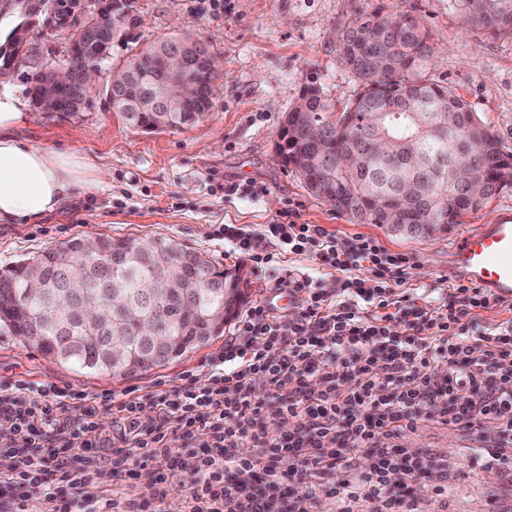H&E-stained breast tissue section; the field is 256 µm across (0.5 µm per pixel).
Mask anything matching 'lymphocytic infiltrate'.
Wrapping results in <instances>:
<instances>
[{
  "mask_svg": "<svg viewBox=\"0 0 512 512\" xmlns=\"http://www.w3.org/2000/svg\"><path fill=\"white\" fill-rule=\"evenodd\" d=\"M294 216L285 207L269 225L275 252L236 225L215 229L255 270L277 272L276 286L296 303L285 320L251 304L204 373L122 400L0 382V447L12 459L0 474V512H171L165 489L180 477L188 483L181 512H323L327 501L330 512H424L421 495L391 483L396 470L427 478L447 500V462L401 444L424 421L472 434L494 427L486 466L512 470V320L482 325L477 312L491 299L470 284L422 303L399 293L412 256L365 236L337 247L322 225ZM288 251L336 270L335 288L282 267ZM363 266L369 277H355ZM105 411L117 432L100 431ZM173 430L183 439L176 453ZM246 440L256 454H240ZM146 468L151 496L108 495L112 481ZM29 485L42 497L24 496Z\"/></svg>",
  "mask_w": 512,
  "mask_h": 512,
  "instance_id": "f902f5d3",
  "label": "lymphocytic infiltrate"
}]
</instances>
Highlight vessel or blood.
Wrapping results in <instances>:
<instances>
[{
    "label": "vessel or blood",
    "mask_w": 512,
    "mask_h": 512,
    "mask_svg": "<svg viewBox=\"0 0 512 512\" xmlns=\"http://www.w3.org/2000/svg\"><path fill=\"white\" fill-rule=\"evenodd\" d=\"M450 271L488 295L512 299V215L476 225L450 251Z\"/></svg>",
    "instance_id": "1"
}]
</instances>
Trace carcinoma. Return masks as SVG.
Masks as SVG:
<instances>
[{
  "label": "carcinoma",
  "instance_id": "obj_1",
  "mask_svg": "<svg viewBox=\"0 0 512 512\" xmlns=\"http://www.w3.org/2000/svg\"><path fill=\"white\" fill-rule=\"evenodd\" d=\"M59 21L73 31L67 55L101 62L110 50L90 33V9L80 0H47ZM461 10L488 30L512 34V0H458ZM33 0H0V19L14 18L13 27L31 26L42 18ZM429 31L410 14L359 17L338 37L342 63L360 85L339 119H333L319 89L308 87L304 104L288 111L277 146L284 163L294 157L314 161L304 179L316 197L368 224H409L420 237L428 225L460 223L461 216L482 204L470 197L456 179L461 165L479 172L490 199L512 181V149L498 132L472 118L467 104L448 87L428 75L432 57ZM28 37L0 36V70H12L26 61ZM165 59L149 47L131 57L125 68L147 98L159 96ZM185 76L201 96L179 112L140 110L125 99V89L114 86L112 104L134 129L159 123L164 129H183L200 121L214 106L212 85L217 74L201 60L189 62ZM57 113L79 111L88 90L73 82L55 91ZM343 153L361 158L362 168L345 169ZM405 181L426 190L417 205L396 200V186ZM99 251L90 258L82 240L50 248L40 255L0 271V328L23 337L22 346L51 355L86 374L107 372L133 376L180 358L209 343L223 328L211 313L225 309L236 315L243 299L237 282L204 254L164 237H98ZM40 267L43 286L30 296L26 286L30 264ZM85 288H72L75 272ZM184 277L185 292L166 297L172 272ZM120 287L126 300L112 304L111 288ZM84 309L103 312V321L83 326L77 314ZM149 321L159 335L174 342L164 356L152 353L138 335V324ZM122 342L129 358L112 366V343Z\"/></svg>",
  "mask_w": 512,
  "mask_h": 512
}]
</instances>
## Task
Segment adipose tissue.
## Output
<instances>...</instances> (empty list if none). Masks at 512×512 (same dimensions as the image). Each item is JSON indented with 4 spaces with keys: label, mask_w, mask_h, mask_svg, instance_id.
Masks as SVG:
<instances>
[{
    "label": "adipose tissue",
    "mask_w": 512,
    "mask_h": 512,
    "mask_svg": "<svg viewBox=\"0 0 512 512\" xmlns=\"http://www.w3.org/2000/svg\"><path fill=\"white\" fill-rule=\"evenodd\" d=\"M24 115L9 89L0 90V223L33 224L62 208L72 190L90 185L92 166L74 152L21 139Z\"/></svg>",
    "instance_id": "ef3b65f1"
}]
</instances>
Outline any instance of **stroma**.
<instances>
[{"instance_id":"1","label":"stroma","mask_w":512,"mask_h":512,"mask_svg":"<svg viewBox=\"0 0 512 512\" xmlns=\"http://www.w3.org/2000/svg\"><path fill=\"white\" fill-rule=\"evenodd\" d=\"M214 14L199 0H136L140 22L119 33L103 63L89 105L73 115L46 114L28 94V65H19L1 84L10 88L25 114L18 136L46 149L88 157L104 173L101 184L82 189L64 207L35 224L0 223V269L75 238L109 235L163 236L205 252L221 268H243L246 303L267 301L274 282L250 262L229 254L211 237L217 224L264 233L285 203L298 221L322 225L337 243L364 235L389 251L413 255L416 266L403 286L452 288L448 252L475 225L490 224L512 211V184L452 225L427 238L392 235L379 224H362L314 197L301 177L275 150L276 134L288 111L308 86L320 89L334 111H342L359 89L339 59L337 37L359 16L375 12L416 16L430 34L434 50L429 74L467 103L471 112L512 148V35H494L469 22L456 0H229ZM190 35L223 64L214 82L208 117L182 130L144 133L128 127L108 103L113 68L148 45ZM73 33L43 23L32 33L36 60L62 65ZM250 183L255 197L225 196L227 181ZM231 333L162 367L127 378L83 374L55 357L22 347L0 330V379L15 375L52 382L72 390L143 395L158 382L179 384L185 371L200 369L223 353ZM406 445L452 459L447 502L426 500L428 512H512V480L485 469L470 453L473 441L451 426L423 423Z\"/></svg>"}]
</instances>
